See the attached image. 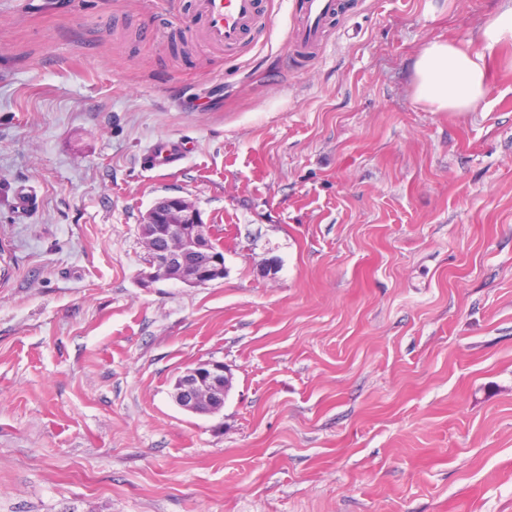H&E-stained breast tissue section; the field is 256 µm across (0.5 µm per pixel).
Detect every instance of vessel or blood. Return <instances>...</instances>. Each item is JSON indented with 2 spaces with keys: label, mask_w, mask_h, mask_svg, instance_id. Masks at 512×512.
I'll use <instances>...</instances> for the list:
<instances>
[{
  "label": "vessel or blood",
  "mask_w": 512,
  "mask_h": 512,
  "mask_svg": "<svg viewBox=\"0 0 512 512\" xmlns=\"http://www.w3.org/2000/svg\"><path fill=\"white\" fill-rule=\"evenodd\" d=\"M338 8V0H302L299 21L292 32L296 52L320 43L323 30ZM200 9L208 38L228 49L241 45L265 22L259 0H201ZM186 153L184 143L160 142L151 148L148 157L153 166L165 168L179 162Z\"/></svg>",
  "instance_id": "1"
}]
</instances>
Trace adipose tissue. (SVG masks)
<instances>
[{"label": "adipose tissue", "mask_w": 512, "mask_h": 512, "mask_svg": "<svg viewBox=\"0 0 512 512\" xmlns=\"http://www.w3.org/2000/svg\"><path fill=\"white\" fill-rule=\"evenodd\" d=\"M512 42V0H501L496 14L478 33L477 45L434 40L414 62L413 96L434 112H472L488 89V52Z\"/></svg>", "instance_id": "ef3b65f1"}]
</instances>
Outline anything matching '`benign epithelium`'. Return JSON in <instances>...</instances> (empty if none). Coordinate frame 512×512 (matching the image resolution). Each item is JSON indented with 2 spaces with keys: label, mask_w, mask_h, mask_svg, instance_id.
Instances as JSON below:
<instances>
[{
  "label": "benign epithelium",
  "mask_w": 512,
  "mask_h": 512,
  "mask_svg": "<svg viewBox=\"0 0 512 512\" xmlns=\"http://www.w3.org/2000/svg\"><path fill=\"white\" fill-rule=\"evenodd\" d=\"M147 251L144 286L174 282L203 287L224 278V256L210 250L212 225L204 223L195 203L184 196L154 202L140 225ZM231 374L224 362L208 360L185 368L174 383L176 403L186 411L211 415L224 407Z\"/></svg>",
  "instance_id": "obj_1"
}]
</instances>
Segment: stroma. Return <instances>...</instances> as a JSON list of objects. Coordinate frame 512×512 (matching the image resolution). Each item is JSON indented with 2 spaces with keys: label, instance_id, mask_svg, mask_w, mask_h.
<instances>
[{
  "label": "stroma",
  "instance_id": "1",
  "mask_svg": "<svg viewBox=\"0 0 512 512\" xmlns=\"http://www.w3.org/2000/svg\"><path fill=\"white\" fill-rule=\"evenodd\" d=\"M499 4L341 0L299 59L301 0L230 51L198 0H0V512H512V44L475 111L412 91ZM164 196L224 279L142 286ZM182 142H160L149 151L148 157L155 167L166 168L179 162L187 153ZM231 374L224 362L208 360L186 367L174 383L176 403L186 411L211 415L224 407Z\"/></svg>",
  "mask_w": 512,
  "mask_h": 512
}]
</instances>
